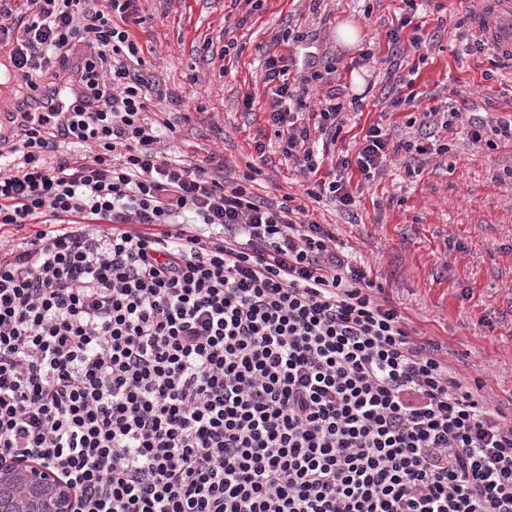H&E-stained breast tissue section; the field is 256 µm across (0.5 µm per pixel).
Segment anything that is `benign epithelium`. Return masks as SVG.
<instances>
[{
  "label": "benign epithelium",
  "instance_id": "7a95c632",
  "mask_svg": "<svg viewBox=\"0 0 512 512\" xmlns=\"http://www.w3.org/2000/svg\"><path fill=\"white\" fill-rule=\"evenodd\" d=\"M74 491L33 461L0 465V512H77Z\"/></svg>",
  "mask_w": 512,
  "mask_h": 512
}]
</instances>
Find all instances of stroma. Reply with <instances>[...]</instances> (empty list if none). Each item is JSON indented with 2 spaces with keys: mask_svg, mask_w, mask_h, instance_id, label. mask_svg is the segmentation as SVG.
I'll use <instances>...</instances> for the list:
<instances>
[{
  "mask_svg": "<svg viewBox=\"0 0 512 512\" xmlns=\"http://www.w3.org/2000/svg\"><path fill=\"white\" fill-rule=\"evenodd\" d=\"M420 50L391 57L385 31L402 0H266L248 13L238 0H140L133 31L161 101L177 125V152L215 156L224 175L252 174L269 200L292 194L309 218L330 225L418 336L439 342L462 379H482L491 407L512 411V145L493 127L512 117V72L466 36V0H416ZM359 31L356 44L336 38L340 25ZM316 34L292 47L274 41L284 29ZM234 50H227L228 40ZM371 59H364V52ZM290 53L293 74L323 71L316 96L337 91L347 122L337 148L356 152L363 127L382 120L402 131L432 101L466 106L486 127L482 142L465 131L439 130L447 153L389 159L353 193V211L309 199L307 179L286 162L269 129L261 59ZM414 82V102L391 109L397 77ZM255 96L253 111L243 102ZM265 145L257 173L247 164Z\"/></svg>",
  "mask_w": 512,
  "mask_h": 512,
  "instance_id": "stroma-1",
  "label": "stroma"
}]
</instances>
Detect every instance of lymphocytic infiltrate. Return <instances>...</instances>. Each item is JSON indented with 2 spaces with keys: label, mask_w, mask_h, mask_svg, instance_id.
<instances>
[{
  "label": "lymphocytic infiltrate",
  "mask_w": 512,
  "mask_h": 512,
  "mask_svg": "<svg viewBox=\"0 0 512 512\" xmlns=\"http://www.w3.org/2000/svg\"><path fill=\"white\" fill-rule=\"evenodd\" d=\"M10 51L39 88L76 70L90 106L62 138L30 117L0 170V462L54 470L78 512H512V420L379 301L325 225L283 195L165 154L139 0H26ZM263 62L267 123L352 210L354 177L466 120L432 107L418 140L370 123L330 159L343 106L307 113L321 72Z\"/></svg>",
  "instance_id": "lymphocytic-infiltrate-1"
}]
</instances>
